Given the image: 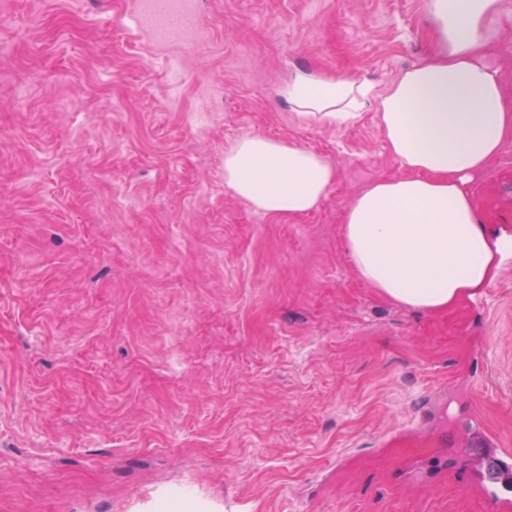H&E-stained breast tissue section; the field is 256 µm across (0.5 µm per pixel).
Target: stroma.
Returning <instances> with one entry per match:
<instances>
[{"mask_svg":"<svg viewBox=\"0 0 512 512\" xmlns=\"http://www.w3.org/2000/svg\"><path fill=\"white\" fill-rule=\"evenodd\" d=\"M426 2L0 0V512H492L512 247L453 308L387 300L342 224L403 173L375 104L305 125L276 95L298 66L384 91ZM254 135L336 166L315 210L225 186ZM469 187L512 233V143Z\"/></svg>","mask_w":512,"mask_h":512,"instance_id":"1","label":"stroma"}]
</instances>
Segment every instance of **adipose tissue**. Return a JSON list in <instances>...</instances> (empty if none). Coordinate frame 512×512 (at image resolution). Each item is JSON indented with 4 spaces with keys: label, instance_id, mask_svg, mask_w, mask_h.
I'll list each match as a JSON object with an SVG mask.
<instances>
[{
    "label": "adipose tissue",
    "instance_id": "adipose-tissue-1",
    "mask_svg": "<svg viewBox=\"0 0 512 512\" xmlns=\"http://www.w3.org/2000/svg\"><path fill=\"white\" fill-rule=\"evenodd\" d=\"M431 57L381 95L363 81L296 68L277 90L305 123L343 125L376 101L388 147L403 175L374 181L343 216L359 276L385 298L419 311L464 301L499 268L504 236L485 224L468 188L512 142V96L486 61L496 22L512 0H427ZM335 166L299 145L263 136L224 153V183L254 210L298 216L316 209Z\"/></svg>",
    "mask_w": 512,
    "mask_h": 512
}]
</instances>
